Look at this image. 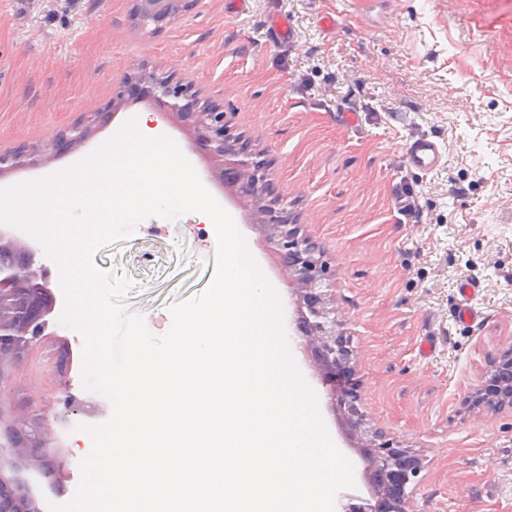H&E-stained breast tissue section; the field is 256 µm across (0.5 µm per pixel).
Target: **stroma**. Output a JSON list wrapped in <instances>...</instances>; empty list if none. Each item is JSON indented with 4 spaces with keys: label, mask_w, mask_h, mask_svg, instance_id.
<instances>
[{
    "label": "stroma",
    "mask_w": 512,
    "mask_h": 512,
    "mask_svg": "<svg viewBox=\"0 0 512 512\" xmlns=\"http://www.w3.org/2000/svg\"><path fill=\"white\" fill-rule=\"evenodd\" d=\"M132 0H0V152L27 146L0 186L71 167L109 141L115 121L148 111L105 108L131 65L172 72L222 106L232 136L270 162L269 177L302 237L336 274V317L357 350L368 422L422 461L412 512H512V408L473 406L489 360L512 344V0H198L161 29L138 26ZM287 17L291 43L267 23ZM335 20L324 29L322 18ZM358 112L346 126L340 112ZM93 130L78 151L44 147L75 122ZM417 137L442 165L405 160ZM470 185L468 195L455 183ZM419 193L420 223H402L396 195ZM216 239L196 213L149 217L98 248L95 264L129 281L126 313L157 336L172 306L216 277ZM465 281L482 325L457 319ZM66 391L29 401L20 377L0 404L20 417L67 418ZM76 430L53 448L58 466L39 508L66 505L90 452ZM405 155L411 166L424 172L440 167L443 158L439 144L427 137L413 139L406 147Z\"/></svg>",
    "instance_id": "stroma-1"
}]
</instances>
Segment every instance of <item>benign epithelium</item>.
Listing matches in <instances>:
<instances>
[{
	"mask_svg": "<svg viewBox=\"0 0 512 512\" xmlns=\"http://www.w3.org/2000/svg\"><path fill=\"white\" fill-rule=\"evenodd\" d=\"M197 0H133V19L142 26L160 28L192 9ZM131 100L147 102L162 119L178 124L191 148L206 163V176L222 186L237 188V205L251 223L263 230L267 247L282 259L295 288L297 317L289 328L291 337L310 350L320 380L330 386L337 405L355 431L372 449L377 477L369 494H376L377 512H409V487L422 466L420 459L383 432L365 426L361 395L353 378L356 353L336 320V280L322 251L298 234L288 209L274 194L269 168L261 155L227 133L224 111L202 99L192 86L168 75L134 68L127 75L108 111L117 112ZM91 134L87 124H75L51 143L55 154L79 149ZM25 150L0 152V173L22 165ZM476 405L512 407V345L491 361L487 374L472 393Z\"/></svg>",
	"mask_w": 512,
	"mask_h": 512,
	"instance_id": "1",
	"label": "benign epithelium"
}]
</instances>
